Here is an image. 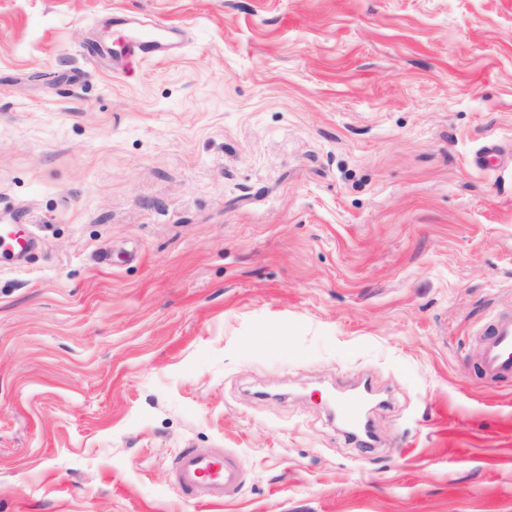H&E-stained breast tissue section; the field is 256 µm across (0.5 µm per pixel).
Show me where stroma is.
I'll use <instances>...</instances> for the list:
<instances>
[{"label":"stroma","mask_w":512,"mask_h":512,"mask_svg":"<svg viewBox=\"0 0 512 512\" xmlns=\"http://www.w3.org/2000/svg\"><path fill=\"white\" fill-rule=\"evenodd\" d=\"M1 224L0 512H512V0H0ZM166 42V31L143 38H132L128 39L127 43L122 46V52L125 56L160 59L165 52ZM478 365L487 380H512V310L503 312L480 331ZM366 389L367 387L365 386L362 389L348 393L346 399L341 401L337 408L338 415L356 427L355 430L350 433L353 436H357L362 432V427L358 425L357 413L358 408L365 399L364 395ZM170 471L174 483L198 505L223 504L244 479L239 459L223 448L206 454L184 450L173 459Z\"/></svg>","instance_id":"obj_1"}]
</instances>
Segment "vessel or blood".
<instances>
[{"mask_svg":"<svg viewBox=\"0 0 512 512\" xmlns=\"http://www.w3.org/2000/svg\"><path fill=\"white\" fill-rule=\"evenodd\" d=\"M166 34L132 38L122 47L127 56L149 59L161 58L165 52ZM478 365L487 380L512 379V310L501 313L480 331ZM365 399L364 390L348 393L338 405L339 416L357 424L358 409ZM174 483L200 505L224 503L234 497L241 486L244 473L239 459L218 448L203 454L195 449L180 452L172 461Z\"/></svg>","mask_w":512,"mask_h":512,"instance_id":"vessel-or-blood-1","label":"vessel or blood"}]
</instances>
